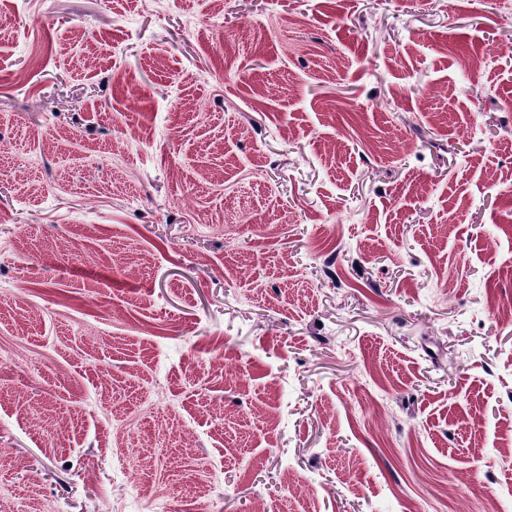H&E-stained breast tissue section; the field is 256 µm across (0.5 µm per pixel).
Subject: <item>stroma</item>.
<instances>
[{
    "label": "stroma",
    "instance_id": "obj_1",
    "mask_svg": "<svg viewBox=\"0 0 512 512\" xmlns=\"http://www.w3.org/2000/svg\"><path fill=\"white\" fill-rule=\"evenodd\" d=\"M512 0H0V512H512Z\"/></svg>",
    "mask_w": 512,
    "mask_h": 512
}]
</instances>
